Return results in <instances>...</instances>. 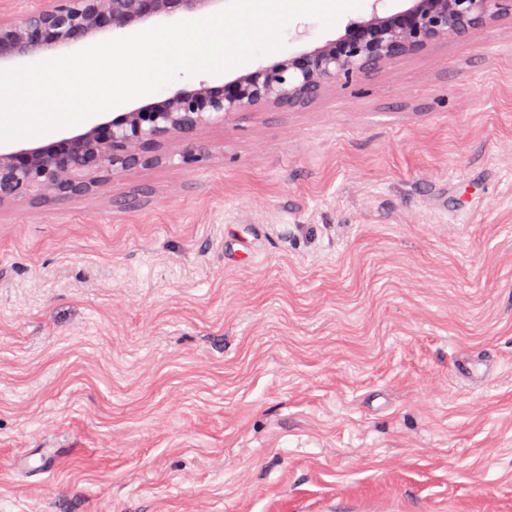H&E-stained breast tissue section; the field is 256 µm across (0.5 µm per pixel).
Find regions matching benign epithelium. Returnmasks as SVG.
<instances>
[{
  "instance_id": "obj_1",
  "label": "benign epithelium",
  "mask_w": 512,
  "mask_h": 512,
  "mask_svg": "<svg viewBox=\"0 0 512 512\" xmlns=\"http://www.w3.org/2000/svg\"><path fill=\"white\" fill-rule=\"evenodd\" d=\"M215 0H52L19 22L0 20V61L57 51L95 32H117ZM392 15L346 26L338 38L217 86L182 90L92 126L50 147L0 153V204L34 192L90 191L104 177L161 158L164 142L257 108H295L329 87L359 81L388 62L450 37H470L512 15V0H409Z\"/></svg>"
}]
</instances>
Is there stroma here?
Masks as SVG:
<instances>
[{
    "label": "stroma",
    "mask_w": 512,
    "mask_h": 512,
    "mask_svg": "<svg viewBox=\"0 0 512 512\" xmlns=\"http://www.w3.org/2000/svg\"><path fill=\"white\" fill-rule=\"evenodd\" d=\"M194 139L0 205V512H512V19ZM459 376L472 384H482L492 375L494 366L486 360L466 356L456 364Z\"/></svg>",
    "instance_id": "obj_1"
}]
</instances>
